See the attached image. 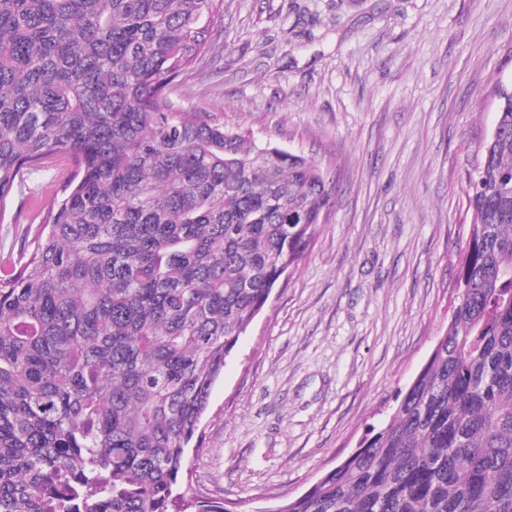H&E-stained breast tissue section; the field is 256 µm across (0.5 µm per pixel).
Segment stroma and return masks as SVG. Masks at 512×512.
Returning a JSON list of instances; mask_svg holds the SVG:
<instances>
[{"label":"stroma","instance_id":"1","mask_svg":"<svg viewBox=\"0 0 512 512\" xmlns=\"http://www.w3.org/2000/svg\"><path fill=\"white\" fill-rule=\"evenodd\" d=\"M168 87L249 143L318 161L327 219L227 357L190 495L235 512L306 492L381 426L457 304L466 186L512 85V0H224ZM69 172L27 176L0 265Z\"/></svg>","mask_w":512,"mask_h":512}]
</instances>
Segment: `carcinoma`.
Listing matches in <instances>:
<instances>
[{
  "label": "carcinoma",
  "mask_w": 512,
  "mask_h": 512,
  "mask_svg": "<svg viewBox=\"0 0 512 512\" xmlns=\"http://www.w3.org/2000/svg\"><path fill=\"white\" fill-rule=\"evenodd\" d=\"M216 0H0V220L73 175L0 272V512H234L180 493L212 387L332 187L165 93ZM466 195L459 302L384 427L260 512H512V86ZM69 172L63 154L53 156L27 176L7 205L4 223H0V265H11L20 258L21 248L30 244L35 225L27 238V227L35 213L48 205L56 187Z\"/></svg>",
  "instance_id": "carcinoma-1"
}]
</instances>
